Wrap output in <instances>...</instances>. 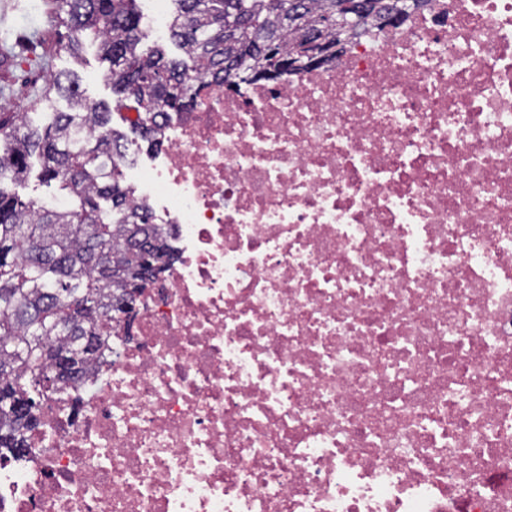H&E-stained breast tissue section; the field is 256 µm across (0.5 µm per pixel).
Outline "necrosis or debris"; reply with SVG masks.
Instances as JSON below:
<instances>
[{
  "label": "necrosis or debris",
  "instance_id": "necrosis-or-debris-1",
  "mask_svg": "<svg viewBox=\"0 0 512 512\" xmlns=\"http://www.w3.org/2000/svg\"><path fill=\"white\" fill-rule=\"evenodd\" d=\"M157 122L177 258L0 512H512V0Z\"/></svg>",
  "mask_w": 512,
  "mask_h": 512
}]
</instances>
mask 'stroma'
I'll list each match as a JSON object with an SVG mask.
<instances>
[{
	"label": "stroma",
	"instance_id": "35a3bbf8",
	"mask_svg": "<svg viewBox=\"0 0 512 512\" xmlns=\"http://www.w3.org/2000/svg\"><path fill=\"white\" fill-rule=\"evenodd\" d=\"M13 27L20 38L0 45V108L7 112L31 113L35 124L49 121L50 115L67 108L63 98L45 101L41 93L50 76L67 70H77L80 91L91 103L105 101L112 106V125L121 132L129 127L123 121L124 107L118 106L111 86L104 81V65L97 45L86 40L81 64H74L60 45L61 37L52 30L44 14L34 13L31 6H23L15 14Z\"/></svg>",
	"mask_w": 512,
	"mask_h": 512
}]
</instances>
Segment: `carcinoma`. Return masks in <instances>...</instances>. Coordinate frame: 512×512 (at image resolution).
I'll return each mask as SVG.
<instances>
[{
  "instance_id": "obj_1",
  "label": "carcinoma",
  "mask_w": 512,
  "mask_h": 512,
  "mask_svg": "<svg viewBox=\"0 0 512 512\" xmlns=\"http://www.w3.org/2000/svg\"><path fill=\"white\" fill-rule=\"evenodd\" d=\"M53 2L68 55L80 61L81 34L94 35L104 79L140 114L131 132L159 147V114L194 109L205 80L233 88L263 79L257 70L274 66L271 44L287 58L311 36L335 38L325 21L343 0H175L168 37L182 59L144 45L137 0ZM351 2L353 35L370 18L405 12L401 0ZM77 88L76 73L54 76L45 97L66 96L68 110L44 126L27 112L0 115V451L14 454L30 447L41 401L61 389L39 379L78 383L110 347L112 323L173 257L164 228L123 183L129 141L112 128V107ZM35 161L39 181L68 192L75 208L7 190L5 181L27 180Z\"/></svg>"
}]
</instances>
